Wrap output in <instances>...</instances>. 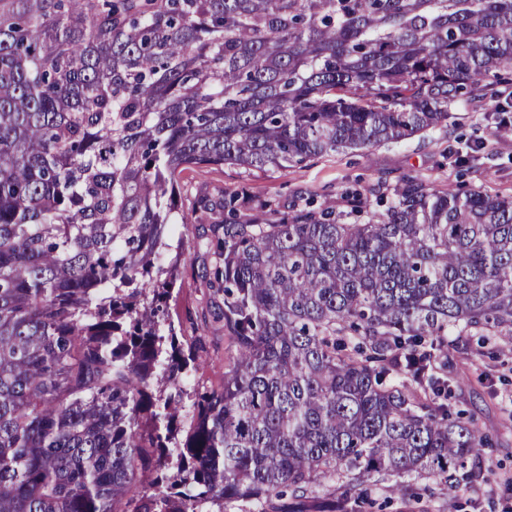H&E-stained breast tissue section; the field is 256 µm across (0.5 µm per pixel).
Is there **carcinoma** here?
<instances>
[{
	"label": "carcinoma",
	"instance_id": "carcinoma-1",
	"mask_svg": "<svg viewBox=\"0 0 512 512\" xmlns=\"http://www.w3.org/2000/svg\"><path fill=\"white\" fill-rule=\"evenodd\" d=\"M509 78L512 0H0V512L412 509L413 481L482 479L448 356L512 347V197L229 194L193 244L230 352L190 392L170 239L189 167L398 143Z\"/></svg>",
	"mask_w": 512,
	"mask_h": 512
}]
</instances>
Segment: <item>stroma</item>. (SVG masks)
Segmentation results:
<instances>
[{"instance_id": "obj_1", "label": "stroma", "mask_w": 512, "mask_h": 512, "mask_svg": "<svg viewBox=\"0 0 512 512\" xmlns=\"http://www.w3.org/2000/svg\"><path fill=\"white\" fill-rule=\"evenodd\" d=\"M447 126L430 129L399 142L367 150L329 153L285 171L237 168H194L181 176L183 210L192 225L224 221V195L237 191L256 202H310L345 210L351 195L368 196L378 187L391 193L399 180L418 178L435 188L481 187L512 196V145L496 143L493 134L503 120L512 121V102L503 112L473 111L459 102ZM210 202L200 208L198 199ZM210 259L204 250L187 246L180 260L179 279L168 303L171 321L184 335L201 337L208 354L194 382L214 381L224 364V325L213 317L209 291L202 278ZM454 369L468 368V379L454 390V402L480 427L490 431L494 445L485 449L484 478L461 499L432 498L433 512H512V354L452 353Z\"/></svg>"}]
</instances>
